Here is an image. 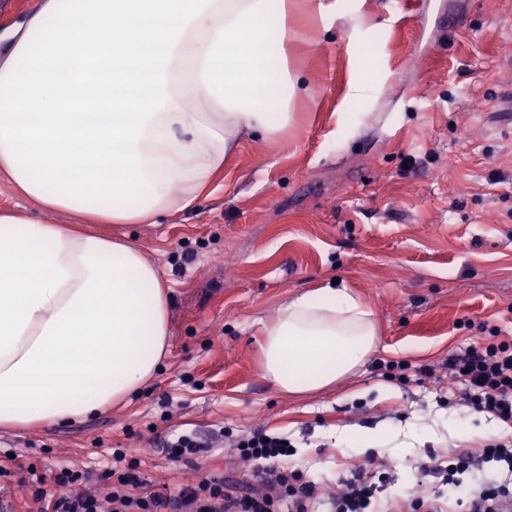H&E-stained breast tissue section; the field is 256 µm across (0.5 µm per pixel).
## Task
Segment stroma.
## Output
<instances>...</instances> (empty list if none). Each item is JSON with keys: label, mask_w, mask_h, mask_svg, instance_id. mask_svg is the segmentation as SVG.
Returning a JSON list of instances; mask_svg holds the SVG:
<instances>
[{"label": "stroma", "mask_w": 512, "mask_h": 512, "mask_svg": "<svg viewBox=\"0 0 512 512\" xmlns=\"http://www.w3.org/2000/svg\"><path fill=\"white\" fill-rule=\"evenodd\" d=\"M325 18L297 9L290 61L312 90L281 138L245 137L223 188L128 237L171 288L170 353L130 402L83 421L0 431L14 454L0 498L26 512L36 467L99 473L124 449L136 473L176 488L204 477L249 483L231 449L189 465L160 445L170 433L288 437L290 467L324 492L375 470L381 500L441 497L419 464L512 433L450 403L449 358L499 328L512 337V0H330ZM460 17L449 27V17ZM374 83L352 135L349 82ZM337 278L374 311L377 351L321 392L292 397L265 378L261 325L290 295ZM465 428L458 438L457 428ZM409 443L366 447L371 429Z\"/></svg>", "instance_id": "35a3bbf8"}]
</instances>
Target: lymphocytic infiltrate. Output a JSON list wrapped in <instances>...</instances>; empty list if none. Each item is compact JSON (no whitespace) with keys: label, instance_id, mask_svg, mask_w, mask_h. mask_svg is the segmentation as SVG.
I'll use <instances>...</instances> for the list:
<instances>
[{"label":"lymphocytic infiltrate","instance_id":"lymphocytic-infiltrate-1","mask_svg":"<svg viewBox=\"0 0 512 512\" xmlns=\"http://www.w3.org/2000/svg\"><path fill=\"white\" fill-rule=\"evenodd\" d=\"M448 370L459 405L512 427V341L469 346L453 356ZM231 448L240 460L254 463L260 489L207 477L175 493L154 490L122 469L123 456L117 453L98 475L112 486L107 499L88 487L84 473L64 468L55 476L57 492L34 487L31 512H318L322 504L329 512H391L377 502L375 483L360 469L344 487L323 494L319 482L288 469L290 448L281 436L258 428L233 439ZM421 469L442 475L449 500L468 504L469 512H512V437L489 440L475 454H449L444 463L431 459Z\"/></svg>","mask_w":512,"mask_h":512}]
</instances>
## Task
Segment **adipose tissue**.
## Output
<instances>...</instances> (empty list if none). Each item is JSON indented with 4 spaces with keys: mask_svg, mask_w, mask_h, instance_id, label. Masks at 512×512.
<instances>
[{
    "mask_svg": "<svg viewBox=\"0 0 512 512\" xmlns=\"http://www.w3.org/2000/svg\"><path fill=\"white\" fill-rule=\"evenodd\" d=\"M291 0H40L0 47V429L127 403L169 354L170 289L125 236L212 195L242 138L282 135L305 93ZM80 228L41 224L25 203ZM262 365L305 396L376 351L371 307L342 283L284 300Z\"/></svg>",
    "mask_w": 512,
    "mask_h": 512,
    "instance_id": "ef3b65f1",
    "label": "adipose tissue"
}]
</instances>
